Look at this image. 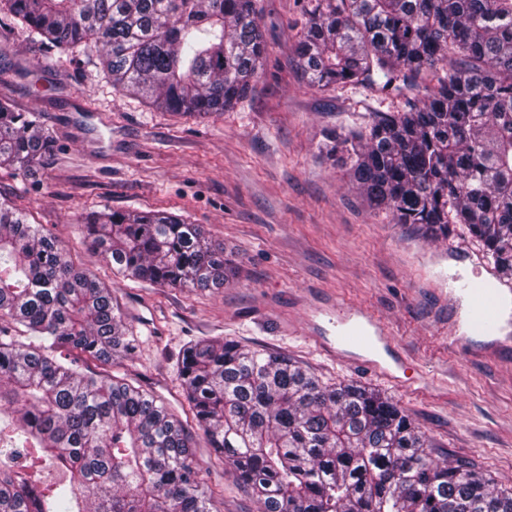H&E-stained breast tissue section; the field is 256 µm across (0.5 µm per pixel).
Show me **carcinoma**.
Masks as SVG:
<instances>
[{
    "label": "carcinoma",
    "mask_w": 512,
    "mask_h": 512,
    "mask_svg": "<svg viewBox=\"0 0 512 512\" xmlns=\"http://www.w3.org/2000/svg\"><path fill=\"white\" fill-rule=\"evenodd\" d=\"M298 64L317 87L363 84L425 99L376 112L321 146L369 205L448 238L463 224L512 281V0H307ZM55 47L94 44L112 89L184 116L222 112L258 76L256 0H0ZM53 139L0 100V167L28 170ZM86 238L125 277L222 288L224 248L167 212H94ZM0 512H215L182 422L112 374L129 338L112 289L0 201ZM75 353L96 369L69 359ZM185 397L257 512H512V488L466 461L436 462L395 403L325 385L288 358L200 338L183 349ZM69 479L45 485L38 464Z\"/></svg>",
    "instance_id": "cac0c4a2"
}]
</instances>
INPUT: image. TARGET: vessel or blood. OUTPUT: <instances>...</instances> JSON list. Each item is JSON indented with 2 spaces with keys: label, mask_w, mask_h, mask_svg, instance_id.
Listing matches in <instances>:
<instances>
[{
  "label": "vessel or blood",
  "mask_w": 512,
  "mask_h": 512,
  "mask_svg": "<svg viewBox=\"0 0 512 512\" xmlns=\"http://www.w3.org/2000/svg\"><path fill=\"white\" fill-rule=\"evenodd\" d=\"M462 289L470 304L465 321L469 335L485 336L501 343L505 330L501 301L503 290L490 280L467 281ZM321 347L332 356L352 360L372 372L391 376L392 365H403L405 357L396 348L387 327L368 313L342 308L336 312V334L321 339Z\"/></svg>",
  "instance_id": "1"
}]
</instances>
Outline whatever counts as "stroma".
Segmentation results:
<instances>
[{
    "instance_id": "stroma-1",
    "label": "stroma",
    "mask_w": 512,
    "mask_h": 512,
    "mask_svg": "<svg viewBox=\"0 0 512 512\" xmlns=\"http://www.w3.org/2000/svg\"><path fill=\"white\" fill-rule=\"evenodd\" d=\"M258 3L260 73L234 107L205 118L115 93L94 52L47 47L0 13V98L35 113L55 142L34 172L0 168V199L111 287L136 340L113 374L163 401L189 431L197 426L178 358L192 340L224 338L288 355L324 383L380 392L429 437L434 459L471 461L512 488V339L487 352L464 334L467 301L448 300L454 273L490 279L492 264H473L482 247L464 225L434 241L393 223L353 188L341 162L319 154L330 132L403 101L370 87L310 85L296 58L300 0ZM104 208L188 216L223 244L235 278L190 291L113 274L84 242L87 214ZM342 303L383 322L410 362L401 377L419 370L425 383L403 387L324 355L318 339L332 335L328 312ZM193 454L217 512H257L205 441Z\"/></svg>"
}]
</instances>
